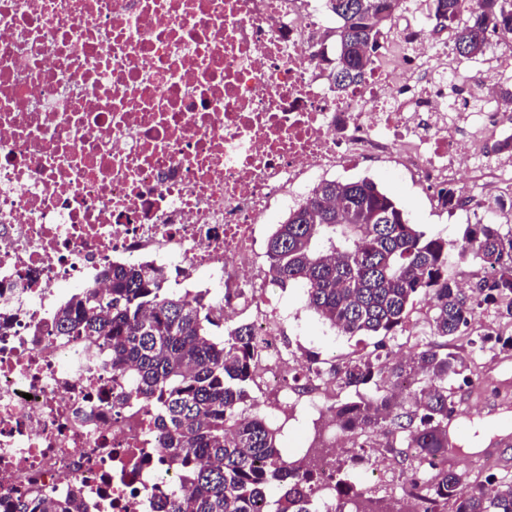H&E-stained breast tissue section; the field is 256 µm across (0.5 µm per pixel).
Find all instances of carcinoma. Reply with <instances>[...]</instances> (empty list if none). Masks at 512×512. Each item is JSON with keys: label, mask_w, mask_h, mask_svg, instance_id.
Returning <instances> with one entry per match:
<instances>
[{"label": "carcinoma", "mask_w": 512, "mask_h": 512, "mask_svg": "<svg viewBox=\"0 0 512 512\" xmlns=\"http://www.w3.org/2000/svg\"><path fill=\"white\" fill-rule=\"evenodd\" d=\"M405 0H327L339 26L332 37L331 81L340 95L363 81L384 31ZM429 36L452 32L460 58L485 52L489 37L512 33V0H430ZM479 261L488 272L469 289L448 275V259ZM268 272L282 288L306 289L307 308L345 336H379L373 349L326 368L336 400L313 421L392 455L403 483L421 491L428 512H512V479L470 484L448 468V382L476 384L448 339L468 335L477 308L507 301L500 318L512 324V229L475 224L462 241L428 235L378 185L324 180L278 224L266 244ZM102 296L91 286L62 303L53 328L94 336L112 351V368L134 367L132 388L165 429L166 452L184 472L183 485L162 512H314L316 459H284L280 430L252 412L249 388L256 351L248 323L223 327L206 293L188 296L147 265H114ZM431 302L429 340L408 361L384 353V338L407 331L418 297ZM336 496L354 512H385L369 491L357 490L336 469ZM9 512H85L79 494L62 503L44 494Z\"/></svg>", "instance_id": "carcinoma-1"}]
</instances>
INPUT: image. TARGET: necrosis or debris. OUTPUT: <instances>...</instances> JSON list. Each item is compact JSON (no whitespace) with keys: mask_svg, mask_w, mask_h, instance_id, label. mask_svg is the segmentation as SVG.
<instances>
[{"mask_svg":"<svg viewBox=\"0 0 512 512\" xmlns=\"http://www.w3.org/2000/svg\"><path fill=\"white\" fill-rule=\"evenodd\" d=\"M323 0H0V507L83 493L87 512H155L183 483L165 432L95 339L57 333L73 286L104 269L174 270L218 318L250 314L253 373L292 414L331 380L300 370L268 296L267 225L322 178L395 161L423 188L457 173L512 187V161L462 127L512 138L503 70L448 69L428 17L397 14L380 61L337 95Z\"/></svg>","mask_w":512,"mask_h":512,"instance_id":"obj_1","label":"necrosis or debris"}]
</instances>
